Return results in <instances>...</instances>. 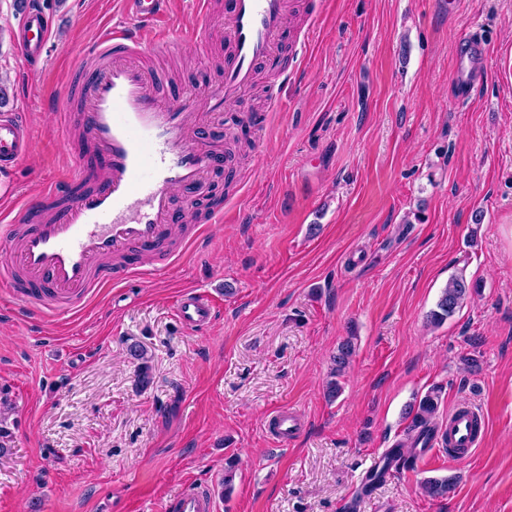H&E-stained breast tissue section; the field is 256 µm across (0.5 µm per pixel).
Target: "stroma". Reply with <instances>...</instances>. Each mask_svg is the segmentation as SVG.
Listing matches in <instances>:
<instances>
[{"label": "stroma", "mask_w": 512, "mask_h": 512, "mask_svg": "<svg viewBox=\"0 0 512 512\" xmlns=\"http://www.w3.org/2000/svg\"><path fill=\"white\" fill-rule=\"evenodd\" d=\"M38 2L53 33L32 73L12 39L24 9L0 0L5 109L24 113L34 141L0 175V198L25 205L72 162L57 93L121 10ZM212 2L202 16L194 0H168L207 37L146 51L200 100L224 64V0ZM294 2L316 15L307 48L284 35L244 100L268 126L191 113V129L227 131L233 158L199 201L228 199L223 221L176 227L185 250L171 267L145 259L144 274L74 316L0 294V512H164L188 482L215 488L217 512H512V0ZM464 35L487 54L462 101L450 71ZM283 67L296 74L287 85ZM454 275L480 292L427 325ZM186 289L218 305L207 331L177 321ZM349 337L331 402L332 357ZM435 385L437 426L463 401L483 411L479 446L459 463L426 449L366 491L405 438V406ZM282 408L302 417L285 446L265 431ZM448 475V498L424 495V479Z\"/></svg>", "instance_id": "35a3bbf8"}]
</instances>
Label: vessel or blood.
<instances>
[{"label":"vessel or blood","mask_w":512,"mask_h":512,"mask_svg":"<svg viewBox=\"0 0 512 512\" xmlns=\"http://www.w3.org/2000/svg\"><path fill=\"white\" fill-rule=\"evenodd\" d=\"M131 23L105 29L86 46L88 67L73 87L62 90L63 107L77 106L81 134L74 138L73 171L47 182L37 208H19L0 226V249L16 261L0 267V282L20 302L49 299L65 312L79 311L95 291L126 280L146 256L164 255L182 216L171 206L173 192L194 203L204 177L221 170L224 157L213 147L219 135L199 131L189 138L193 101L178 92L159 94L160 79L141 61L154 33L198 42L204 28L180 27L167 0H126ZM229 20L223 83L205 98L207 111L238 102L251 87L258 63L272 59L277 39L290 23L288 0H225ZM52 24L38 5H29L15 32L25 61L44 60ZM481 42L464 37L455 48L450 80L466 99L484 71ZM30 127L20 112L0 115V173H8L31 149ZM178 321L197 330L208 327L217 309L207 294L188 289L176 303ZM482 428L467 408L448 413L442 431L448 458L467 460ZM208 489L185 484L170 512H215Z\"/></svg>","instance_id":"obj_1"}]
</instances>
